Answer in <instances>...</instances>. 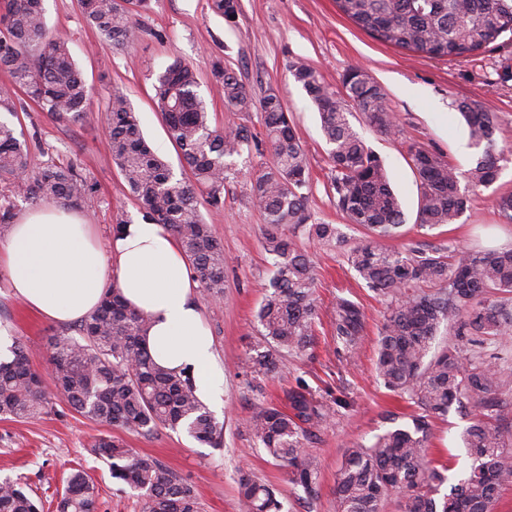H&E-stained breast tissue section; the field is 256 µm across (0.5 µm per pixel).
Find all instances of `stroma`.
<instances>
[{"mask_svg":"<svg viewBox=\"0 0 512 512\" xmlns=\"http://www.w3.org/2000/svg\"><path fill=\"white\" fill-rule=\"evenodd\" d=\"M239 4L236 18L228 21L212 12L210 0H152L148 10L132 16L133 43L114 47L86 26L78 0H44L48 26L67 40L73 60L92 88V110L83 122L59 124L31 104L18 120L32 166L73 160L86 172L96 198L81 211L100 246H107L116 218L133 223L143 217L105 146L108 99L113 90H122L138 112L150 146L172 167H179L180 151L153 102L157 75L179 58L196 69L198 94L214 129L243 123L256 136L264 134L259 111L235 114L225 108L223 90L212 75L214 62L237 72L253 101H260L269 88L278 89L309 160L310 221L336 225L348 245L364 240L365 231L348 223L336 208L330 190L334 171L318 113L288 67L303 60L337 90L347 69L362 67L384 88L388 110L402 128L401 136L392 138L360 114L350 118L354 130L383 161L405 212L401 236L386 240V247L403 251L423 242L481 251L512 247V223L492 206L494 196L512 192V78L505 76L506 70H512V37L468 58L438 60L374 40L339 14L335 0H239ZM463 98L481 100L495 112L497 145L508 156L497 180L480 189L455 223L423 230L416 224L419 180L408 163L407 148L414 142L423 144L440 151L455 167L468 169L476 150L455 108ZM270 161V155L252 148L229 158L223 206L200 208L229 261L223 296L217 300L201 293L196 296L224 372V404L214 413L224 425L221 447L211 448L167 429L149 437H125L130 448L158 459L193 485L202 512H239L238 479L243 474L274 488L283 512H336V474L346 450L371 444L389 429L411 425L417 412L385 388L376 372L377 341L388 299L356 277L347 264L345 247L302 234L297 244L316 266L314 340L303 354H283L277 370L265 378L256 381L247 374L246 360L259 338L256 313L272 264L265 250V216L252 201L251 184ZM340 296L358 302L365 314L364 343L350 358L337 352L330 328ZM59 329V324L32 312L15 297L0 271L1 340L25 342L34 368L44 373L49 369V338ZM300 383L320 394L332 392L341 401L333 421L305 442L318 471V494L310 501L294 489L286 469L256 444L248 426L258 406L280 403L285 390ZM472 421L469 405L431 421L429 456L447 468L448 482L441 493H449L470 464L462 434ZM107 431L106 425L71 411L59 399L42 418L0 420V482L23 478L27 492L42 501L43 512H52L51 502L62 492L70 469L80 465L95 484L97 512H142L139 491L116 484L107 464L87 451L91 440Z\"/></svg>","mask_w":512,"mask_h":512,"instance_id":"obj_1","label":"stroma"}]
</instances>
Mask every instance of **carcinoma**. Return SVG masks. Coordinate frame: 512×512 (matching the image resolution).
<instances>
[{
  "mask_svg": "<svg viewBox=\"0 0 512 512\" xmlns=\"http://www.w3.org/2000/svg\"><path fill=\"white\" fill-rule=\"evenodd\" d=\"M150 2L80 0V7L102 40L124 46L135 37L130 6L146 10ZM336 6L374 39L430 59L467 58L512 35V0H336ZM211 10L231 21L239 3L211 0ZM0 69L10 80V88L0 89V115H17L25 98L57 123H79L90 112L91 88L67 42L50 32L43 0H0ZM289 72L320 116L335 171L331 188L336 207L367 231V240L347 251V263L375 294L395 299L378 340V376L386 388L422 410L412 427L389 429L368 446L347 449L336 476L337 512H382L391 492L400 495L401 512H494L499 490L512 484V452L506 450L502 432L512 421V405L502 399L512 381L492 354L479 351L464 360L459 347L436 350L433 342L443 326L470 343L512 335V310L502 299L512 293V250L481 254L462 248L396 252L384 247L381 240L397 235L404 213L384 164L349 121L355 110L382 133H400L383 88L357 66L342 78L344 97L304 62L292 63ZM215 76L228 110L252 111V99L236 72L218 66ZM197 86L194 66L181 59L173 60L154 85L157 110L181 150L187 175L177 176L150 149L137 112L118 90L107 104V146L146 219L168 227L203 292L214 300L224 293L228 262L223 244L202 220L201 201L224 202L226 158L250 145H264L271 153L272 163L256 176L251 190L265 215L266 250L273 256V274L257 312L261 339L247 360L257 380L275 370L281 351L300 354L312 342L315 266L297 248L294 234L300 230L328 243L341 241L343 235L334 224L309 223L304 192L308 158L278 92L268 89L259 102L266 136L260 142L246 124L222 131L210 128ZM456 110L478 149L470 169L459 171L441 153L418 143L408 146L409 163L419 179L417 223L422 229L454 223L472 196L496 181L504 160L495 138V113L472 99L457 101ZM93 192V184L72 161L31 168L23 131L0 119V233L11 226L13 198L80 205L90 202ZM492 203L511 223L512 194L497 195ZM421 283L436 286L435 292L409 293ZM151 324L150 314L130 307L120 290L110 286L97 309L74 326L78 336L64 328L51 337L49 382L31 368L26 344L14 340L10 356L0 359V418H37L58 397L74 412L115 431L150 436L165 428L184 432L202 445L221 446L223 427L199 400L193 374L164 369L145 346ZM331 326L337 351L355 353L364 339L360 304L336 297ZM284 397L283 409L258 407L249 427L268 455L288 468L290 482L312 499L317 468L303 439L326 425L333 407L301 384ZM466 401L480 409V418L463 438L472 463L460 483L439 498L447 477L427 459L429 418L445 417ZM89 451L108 464L113 479L142 492L143 512H201L192 485L159 460L133 451L121 437L101 434ZM239 495L242 512L282 510L274 489L249 477L240 478ZM0 512L40 508L19 482L5 480L0 482ZM55 512H96L95 484L85 471L76 469L66 478Z\"/></svg>",
  "mask_w": 512,
  "mask_h": 512,
  "instance_id": "cac0c4a2",
  "label": "carcinoma"
}]
</instances>
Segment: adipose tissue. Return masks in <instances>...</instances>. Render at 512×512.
Wrapping results in <instances>:
<instances>
[{"instance_id": "ef3b65f1", "label": "adipose tissue", "mask_w": 512, "mask_h": 512, "mask_svg": "<svg viewBox=\"0 0 512 512\" xmlns=\"http://www.w3.org/2000/svg\"><path fill=\"white\" fill-rule=\"evenodd\" d=\"M110 250L122 295L152 316L146 346L155 362L175 372L191 370L198 397L218 400L224 374L177 239L164 225L146 220L126 225ZM0 270L27 307L58 323L84 319L107 288L92 226L67 207L25 212L0 244Z\"/></svg>"}]
</instances>
